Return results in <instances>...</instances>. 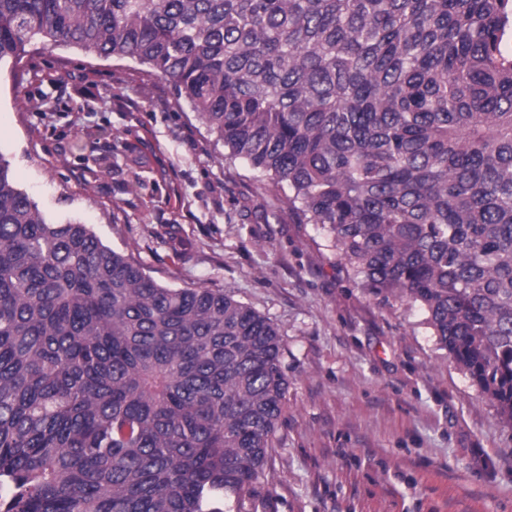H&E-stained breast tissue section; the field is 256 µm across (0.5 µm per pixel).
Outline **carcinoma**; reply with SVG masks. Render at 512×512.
Masks as SVG:
<instances>
[{"instance_id":"1","label":"carcinoma","mask_w":512,"mask_h":512,"mask_svg":"<svg viewBox=\"0 0 512 512\" xmlns=\"http://www.w3.org/2000/svg\"><path fill=\"white\" fill-rule=\"evenodd\" d=\"M35 35L172 82L512 427V0H0V67ZM283 349L47 219L0 156V512H243Z\"/></svg>"}]
</instances>
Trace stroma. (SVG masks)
I'll list each match as a JSON object with an SVG mask.
<instances>
[{
    "label": "stroma",
    "mask_w": 512,
    "mask_h": 512,
    "mask_svg": "<svg viewBox=\"0 0 512 512\" xmlns=\"http://www.w3.org/2000/svg\"><path fill=\"white\" fill-rule=\"evenodd\" d=\"M0 156L49 220L279 327L288 393L252 512H512L497 407L420 312L368 295L319 226L226 161L170 82L33 36L0 69Z\"/></svg>",
    "instance_id": "1"
}]
</instances>
